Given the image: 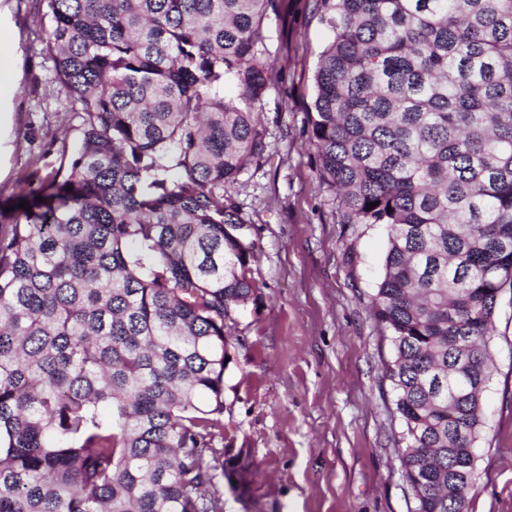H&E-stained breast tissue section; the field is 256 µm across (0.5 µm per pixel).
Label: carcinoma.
<instances>
[{"mask_svg": "<svg viewBox=\"0 0 512 512\" xmlns=\"http://www.w3.org/2000/svg\"><path fill=\"white\" fill-rule=\"evenodd\" d=\"M40 2L82 141L0 232V512H224L225 320L258 249L226 188L265 152L277 0ZM315 8L309 143L342 223L387 230L403 476L416 512H469L477 467L461 502L448 476L479 454L512 288V0Z\"/></svg>", "mask_w": 512, "mask_h": 512, "instance_id": "carcinoma-1", "label": "carcinoma"}]
</instances>
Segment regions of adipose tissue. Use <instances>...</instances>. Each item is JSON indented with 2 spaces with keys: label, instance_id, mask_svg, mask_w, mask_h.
<instances>
[{
  "label": "adipose tissue",
  "instance_id": "obj_1",
  "mask_svg": "<svg viewBox=\"0 0 512 512\" xmlns=\"http://www.w3.org/2000/svg\"><path fill=\"white\" fill-rule=\"evenodd\" d=\"M16 39L11 9L0 0V175L7 171L15 140L14 114L22 76Z\"/></svg>",
  "mask_w": 512,
  "mask_h": 512
}]
</instances>
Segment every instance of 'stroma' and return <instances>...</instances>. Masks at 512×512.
I'll list each match as a JSON object with an SVG mask.
<instances>
[{
	"mask_svg": "<svg viewBox=\"0 0 512 512\" xmlns=\"http://www.w3.org/2000/svg\"><path fill=\"white\" fill-rule=\"evenodd\" d=\"M22 60L17 139L0 180V231L21 201L67 170L81 112L48 50L39 0H11ZM276 78L261 106L267 147L229 189L259 249L255 299L225 332V462L249 457L248 494L223 475L224 512H413L394 435L385 331L369 311L387 248L384 226L340 221L334 187L309 147L314 72L330 39L313 0H279L265 21ZM482 397L484 433L470 512H512V293L503 292Z\"/></svg>",
	"mask_w": 512,
	"mask_h": 512,
	"instance_id": "stroma-1",
	"label": "stroma"
}]
</instances>
